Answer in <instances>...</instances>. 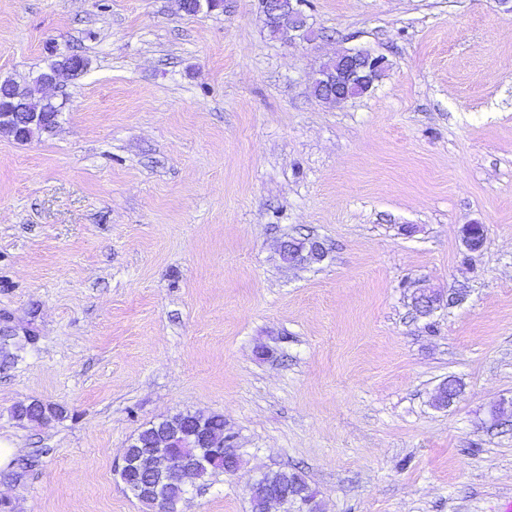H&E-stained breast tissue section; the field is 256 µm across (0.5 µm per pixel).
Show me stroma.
Wrapping results in <instances>:
<instances>
[{"mask_svg":"<svg viewBox=\"0 0 512 512\" xmlns=\"http://www.w3.org/2000/svg\"><path fill=\"white\" fill-rule=\"evenodd\" d=\"M304 13L287 42L259 0H0V80L89 60L52 134H0V512H144L114 465L179 412L243 455L182 512H251L295 467L321 512L512 507V0ZM349 49L386 72L325 103ZM292 237L324 259L286 267ZM422 285L463 301L419 315ZM34 400L61 416L16 421Z\"/></svg>","mask_w":512,"mask_h":512,"instance_id":"stroma-1","label":"stroma"}]
</instances>
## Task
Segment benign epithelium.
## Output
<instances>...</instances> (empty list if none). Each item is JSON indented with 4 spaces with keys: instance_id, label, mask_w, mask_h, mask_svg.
<instances>
[{
    "instance_id": "7a95c632",
    "label": "benign epithelium",
    "mask_w": 512,
    "mask_h": 512,
    "mask_svg": "<svg viewBox=\"0 0 512 512\" xmlns=\"http://www.w3.org/2000/svg\"><path fill=\"white\" fill-rule=\"evenodd\" d=\"M261 11L267 20L277 23H288V27L300 31L307 26V19L302 12L301 0H263ZM384 62L373 58L361 50L348 51L335 58V65L330 69H319L317 80L327 87L336 103H341L351 97L359 89H368L378 80V71ZM83 63L77 60L69 61L67 69H51L39 78L43 87L45 99L54 104L57 92L61 88V81L69 78L74 72L80 70ZM486 227L483 224H469L463 228L462 242L469 251L479 250L485 239ZM280 256L289 266L301 265L308 260L320 261L324 258L323 247L316 241L309 239L288 245L282 244ZM462 302L463 296L451 295L444 297L441 290L422 286L414 289L411 300L413 307L422 315H429L439 307L444 300ZM175 447V434L163 430L156 434L148 452L144 457V464L156 474H163L166 480L178 483L188 489L193 484L186 479L195 477L198 461L194 457H187L170 452ZM262 490L266 508L278 507V512H285L286 502L295 499V495L288 489L259 483L254 480L248 487L249 493Z\"/></svg>"
}]
</instances>
